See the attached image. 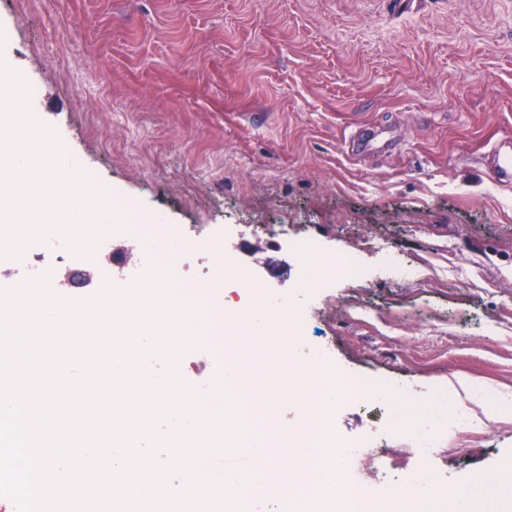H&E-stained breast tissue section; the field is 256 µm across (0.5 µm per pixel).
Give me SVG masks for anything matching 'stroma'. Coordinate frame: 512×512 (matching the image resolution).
I'll return each mask as SVG.
<instances>
[{
	"mask_svg": "<svg viewBox=\"0 0 512 512\" xmlns=\"http://www.w3.org/2000/svg\"><path fill=\"white\" fill-rule=\"evenodd\" d=\"M0 59L32 114L111 199L113 221L163 214L220 239L271 298L306 315L358 382L409 401L343 405L335 425L415 464L393 418L458 375L512 391V184L489 177L512 135V0H0ZM392 139L378 153L352 137ZM358 252L364 281L298 287L292 239ZM416 266L387 271L379 245ZM189 385L224 391L205 343ZM443 437L435 461L482 512H512V416Z\"/></svg>",
	"mask_w": 512,
	"mask_h": 512,
	"instance_id": "obj_1",
	"label": "stroma"
}]
</instances>
